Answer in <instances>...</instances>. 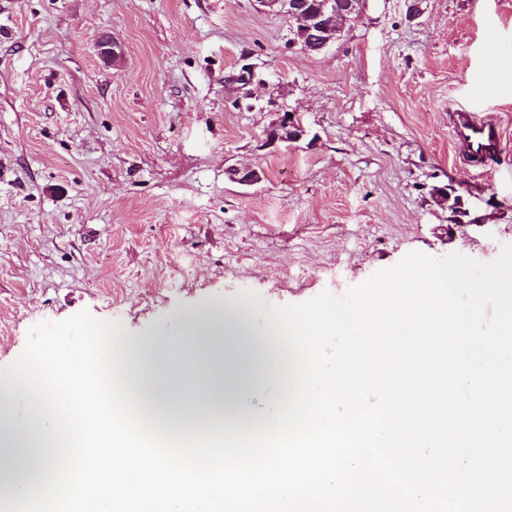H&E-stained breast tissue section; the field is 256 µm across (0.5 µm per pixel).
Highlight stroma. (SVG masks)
<instances>
[{
    "instance_id": "stroma-1",
    "label": "stroma",
    "mask_w": 512,
    "mask_h": 512,
    "mask_svg": "<svg viewBox=\"0 0 512 512\" xmlns=\"http://www.w3.org/2000/svg\"><path fill=\"white\" fill-rule=\"evenodd\" d=\"M410 3L367 0L317 54L256 0H0V366L83 309L146 336L244 291L262 315L339 297L411 251L496 258L512 243V0H421L414 18ZM105 35L118 62L97 53ZM460 106L503 132L488 173L451 139ZM281 112L299 142L269 141ZM443 186L459 216L434 203Z\"/></svg>"
}]
</instances>
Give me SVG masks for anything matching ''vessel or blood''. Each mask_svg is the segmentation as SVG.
<instances>
[{"mask_svg": "<svg viewBox=\"0 0 512 512\" xmlns=\"http://www.w3.org/2000/svg\"><path fill=\"white\" fill-rule=\"evenodd\" d=\"M451 131L463 159L477 170L485 169L488 155L502 144V133L496 125L469 109L455 111Z\"/></svg>", "mask_w": 512, "mask_h": 512, "instance_id": "obj_1", "label": "vessel or blood"}]
</instances>
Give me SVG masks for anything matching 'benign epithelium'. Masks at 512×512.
Here are the masks:
<instances>
[{"label": "benign epithelium", "mask_w": 512, "mask_h": 512, "mask_svg": "<svg viewBox=\"0 0 512 512\" xmlns=\"http://www.w3.org/2000/svg\"><path fill=\"white\" fill-rule=\"evenodd\" d=\"M258 3L269 12L284 13L293 20L307 17V24L295 30V39L312 46L315 53L336 42L345 30V26L336 22V0H317L310 10L300 0L292 3L288 0H258ZM97 51L102 58L112 61L118 60L122 53L120 45L107 37L99 41ZM305 134L304 126L294 113L280 112L268 132V138L272 142L294 143Z\"/></svg>", "instance_id": "benign-epithelium-1"}]
</instances>
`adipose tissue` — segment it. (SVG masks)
Here are the masks:
<instances>
[{
    "mask_svg": "<svg viewBox=\"0 0 512 512\" xmlns=\"http://www.w3.org/2000/svg\"><path fill=\"white\" fill-rule=\"evenodd\" d=\"M246 301H218L178 317L172 333L121 341V377L146 417L176 434L247 430L286 397L289 357ZM263 394L266 409L252 398ZM18 395L0 378V508L37 492L52 468L50 427L37 404L14 421Z\"/></svg>",
    "mask_w": 512,
    "mask_h": 512,
    "instance_id": "1",
    "label": "adipose tissue"
}]
</instances>
